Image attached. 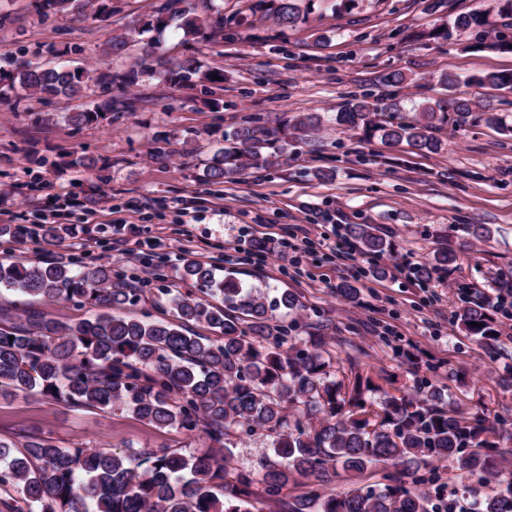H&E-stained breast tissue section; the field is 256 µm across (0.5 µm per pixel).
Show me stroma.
<instances>
[{"label": "stroma", "instance_id": "1", "mask_svg": "<svg viewBox=\"0 0 512 512\" xmlns=\"http://www.w3.org/2000/svg\"><path fill=\"white\" fill-rule=\"evenodd\" d=\"M157 0H112V16L38 12L33 0H0V54L19 53L23 63L41 65L65 54L93 74H118L136 67L148 44L159 43L155 60L196 58L203 69H219L223 82L184 89L157 79L133 87L89 82L82 98L0 97V225L34 224L41 206L58 209L70 223L91 219L97 226L92 255L114 269L131 266L112 251V227L143 224L153 234H188V254L231 276L240 287L283 292L298 299L291 311L276 310L274 325L300 338L321 336L339 362L357 358L364 375L380 390L411 391L426 378L441 386L456 406L486 415L495 427L512 431V335L501 336L497 352L485 350L462 328L457 314L462 295L483 300L498 284L512 280V88L482 87L472 76L512 71V52L489 49L497 33L467 31L449 40L422 38L423 30L448 24L462 13L481 12L497 20L498 0H356L353 10L336 0H313L305 22L277 25L251 0H215L211 19H223L231 38L185 41L181 30L139 32ZM128 37L126 49L108 52L107 43ZM402 71L411 82L385 86L379 76ZM457 77L442 88L441 74ZM372 94L412 107L422 97L468 98L466 117L448 112L433 130L435 150L388 147L377 136L363 139L336 124L337 110L353 95ZM115 102L103 120L76 128L64 121L79 107ZM315 113L321 123L309 140L289 146L278 165L247 169L223 184L205 175L226 134L244 120L275 122ZM501 123L489 125L488 114ZM167 157H156L157 146ZM331 167L335 177L320 181L312 172ZM110 203L86 214L98 187ZM196 203V215L180 223L172 200ZM371 224L394 244L381 260L359 254L364 274L357 301L338 295L334 264L318 244L321 234ZM478 224L491 238L475 237ZM254 235L309 231L311 245L295 258H270L257 270L224 260L243 226ZM459 252L456 266L435 272L429 291L415 283L413 270L430 262L442 246ZM177 264L162 267L145 287L131 316L165 321L155 301L178 284ZM39 428L62 448L77 445L116 452L179 448L210 453L202 435L157 429L122 407L76 409L38 395L0 400V440L20 444ZM423 491L445 497L485 491L477 479L453 477L447 463L420 470Z\"/></svg>", "mask_w": 512, "mask_h": 512}]
</instances>
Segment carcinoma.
I'll return each mask as SVG.
<instances>
[{"instance_id":"carcinoma-1","label":"carcinoma","mask_w":512,"mask_h":512,"mask_svg":"<svg viewBox=\"0 0 512 512\" xmlns=\"http://www.w3.org/2000/svg\"><path fill=\"white\" fill-rule=\"evenodd\" d=\"M211 0H159L141 27L163 31L176 23L185 36L203 37ZM282 27L305 19L304 0H256ZM44 12L90 15L102 22L112 15V0H37ZM491 25L482 14H464L454 27L435 26L430 39H451L453 31ZM219 70H201L192 58L162 70L143 63L119 76L125 87L144 76L192 88L215 83ZM90 78L81 66L0 69V97L82 96ZM473 82L512 87V73L487 72ZM392 105L364 94L336 112V123L369 138L382 133L390 145L403 142L418 150L432 147L428 132L444 114L440 102L417 105L408 121L383 124ZM112 111V104L85 107L68 116L87 125ZM317 126L310 114L284 123L249 122L226 139L207 169L208 181L224 179L247 166L265 170L288 146L307 139ZM365 254L391 249L372 224L349 230ZM451 248L435 264L416 270L420 281L437 268L455 264ZM182 290L167 293L165 304L176 321L143 322L122 310L141 299L129 276L95 259L71 263L16 264L0 260V288L42 301H65L99 309L92 318L62 322L21 301L0 312V398L39 394L67 405L105 411L119 403L160 429L204 432L219 445L209 455L188 457L176 449L129 454L95 448H60L35 429L17 452L0 441V485L22 494L18 512H260L256 503L279 501L289 482L302 480L301 494L288 498L287 512H430L426 494L403 480L415 466L446 461L463 476L497 481L471 503V512H512V480H498L502 437L481 414H467L444 402L442 388L428 379L413 392L379 391L359 363L337 366L327 352L301 346L298 339L269 332L273 305L262 293L247 291L215 276L212 268L186 255ZM465 331L492 347L497 328L483 304L470 301L459 312ZM204 324L213 336L189 331ZM260 434L271 439L273 455L260 460L254 474L233 472L235 440ZM377 463L395 471L373 484L338 493L323 490L336 466L357 476Z\"/></svg>"}]
</instances>
